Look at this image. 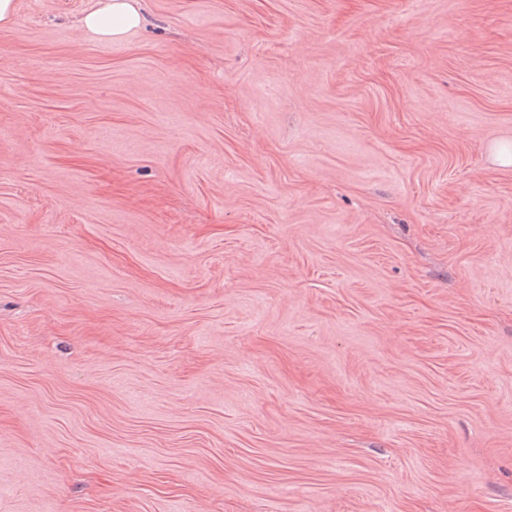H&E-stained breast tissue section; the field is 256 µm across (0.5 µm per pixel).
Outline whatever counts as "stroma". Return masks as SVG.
I'll use <instances>...</instances> for the list:
<instances>
[{
	"mask_svg": "<svg viewBox=\"0 0 512 512\" xmlns=\"http://www.w3.org/2000/svg\"><path fill=\"white\" fill-rule=\"evenodd\" d=\"M0 512H512V0H12ZM99 5L87 12L80 21L82 29L98 39H119L141 22L140 14L131 0H104Z\"/></svg>",
	"mask_w": 512,
	"mask_h": 512,
	"instance_id": "stroma-1",
	"label": "stroma"
}]
</instances>
